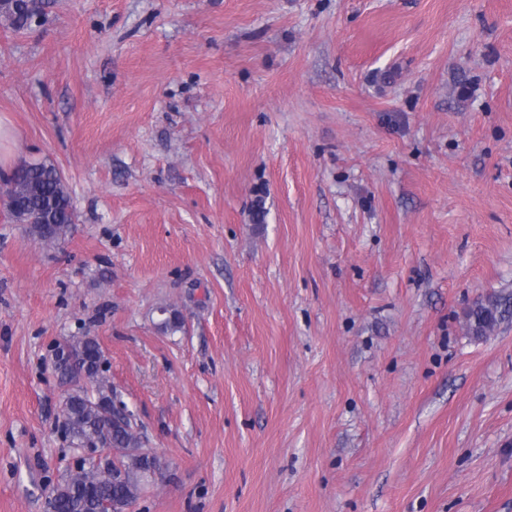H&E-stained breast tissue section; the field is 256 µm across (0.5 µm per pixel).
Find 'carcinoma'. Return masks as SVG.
Instances as JSON below:
<instances>
[{
	"instance_id": "1",
	"label": "carcinoma",
	"mask_w": 512,
	"mask_h": 512,
	"mask_svg": "<svg viewBox=\"0 0 512 512\" xmlns=\"http://www.w3.org/2000/svg\"><path fill=\"white\" fill-rule=\"evenodd\" d=\"M33 3L0 0V16L15 27L25 26L38 17ZM3 204L16 223L27 225L30 235L49 247L65 239L76 221L61 172L45 161L5 180ZM511 313L509 297L486 306L477 304L467 315L468 327L484 335ZM102 359L100 342L94 336L67 339L54 352V366L61 376L70 378V364L79 362L89 363L93 376L92 389L77 388L63 401L73 443L107 452L103 463L85 465L51 489L47 506L54 512H105L114 499L131 502L138 491L136 473L148 467L162 469L161 460L153 454L139 457L124 452L142 447V442L130 418L122 414L125 407L112 400V384L103 375Z\"/></svg>"
}]
</instances>
